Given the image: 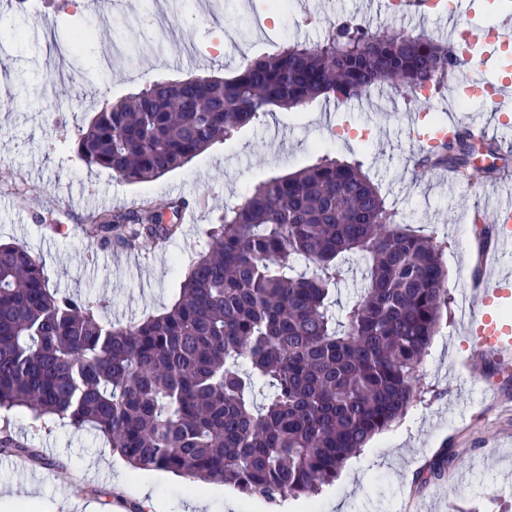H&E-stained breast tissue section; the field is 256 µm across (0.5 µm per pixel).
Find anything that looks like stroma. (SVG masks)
Here are the masks:
<instances>
[{
    "label": "stroma",
    "instance_id": "obj_1",
    "mask_svg": "<svg viewBox=\"0 0 512 512\" xmlns=\"http://www.w3.org/2000/svg\"><path fill=\"white\" fill-rule=\"evenodd\" d=\"M467 2L456 23L478 43L466 73L483 71L493 85L512 77V53L491 48L484 38L496 26L512 41V26L503 24L512 0L493 8L486 0ZM270 8L269 0H125L112 9L101 0H0V244L26 247L42 259L53 287L101 302L106 320L128 322L171 304L189 265L206 249L207 229L247 189L323 154L359 161L401 223L447 241L442 260L452 302L422 366L434 398L375 436L313 502L318 512L334 500L346 512H405L409 506L512 512V370L479 361L461 318L469 278L492 245L476 234L474 216L493 220L497 186L512 182V111L487 113L474 102L458 114L463 129L482 113L484 135L500 145L497 155L471 159L497 172L482 184L453 175L440 182L438 169L422 163V145L409 137L408 114L444 122L438 104L458 100L455 79L424 101L385 85L369 109L357 99L275 109L150 182L125 183L86 165L75 151L79 126L103 101L138 92L152 80L200 75L199 59H210V73L228 77L245 59L276 52L285 39L323 40L331 22L345 16L374 33L396 28L434 38L444 19L431 10L394 16L380 0H291L284 22L268 19ZM79 29L91 30V38L65 55ZM228 40L239 43L240 52H222ZM161 197L182 200L197 217L166 247H105L80 230L92 212ZM11 430L46 459L40 465L0 454V490L21 503V512H114L120 497L138 503L142 473L93 430L37 432L20 412ZM444 448L456 452V466L418 486L417 474Z\"/></svg>",
    "mask_w": 512,
    "mask_h": 512
}]
</instances>
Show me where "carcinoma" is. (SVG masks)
I'll return each mask as SVG.
<instances>
[{"label": "carcinoma", "instance_id": "cac0c4a2", "mask_svg": "<svg viewBox=\"0 0 512 512\" xmlns=\"http://www.w3.org/2000/svg\"><path fill=\"white\" fill-rule=\"evenodd\" d=\"M465 65L423 34H372L342 18L321 42H288L231 77L152 81L106 101L75 150L141 183L274 107L347 101L382 82L416 98ZM478 147L498 153L496 141L457 130L426 160L481 183L494 170L470 166ZM82 230L101 245H163L182 232L179 205L104 210ZM207 236L172 305L125 323L52 287L28 249L0 244V412L23 410L46 433L59 422L91 427L135 471L269 502L313 495L423 401L420 369L448 314L447 242L397 222L361 165L328 156L255 186ZM353 255L365 261L364 286L338 312ZM0 452L45 463L8 434ZM456 460L447 449L418 480L444 476Z\"/></svg>", "mask_w": 512, "mask_h": 512}]
</instances>
